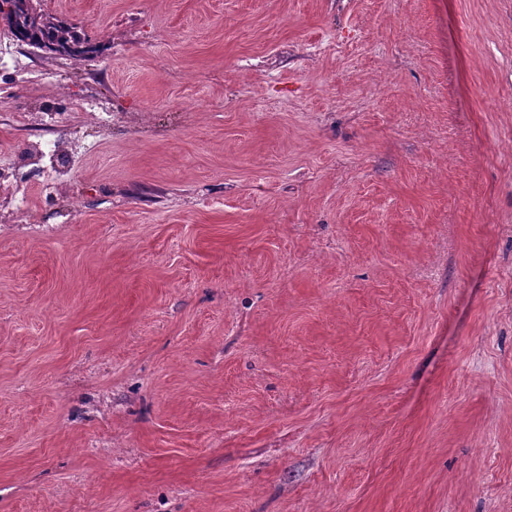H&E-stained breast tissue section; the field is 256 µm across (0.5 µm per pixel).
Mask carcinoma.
Here are the masks:
<instances>
[{
    "label": "carcinoma",
    "mask_w": 512,
    "mask_h": 512,
    "mask_svg": "<svg viewBox=\"0 0 512 512\" xmlns=\"http://www.w3.org/2000/svg\"><path fill=\"white\" fill-rule=\"evenodd\" d=\"M12 3L9 11L0 9L5 14L11 37L36 49L53 52L60 47L65 55L73 59L86 58L102 49L98 42L85 33L76 24L61 20L42 9L28 5H18L15 0H0Z\"/></svg>",
    "instance_id": "cac0c4a2"
}]
</instances>
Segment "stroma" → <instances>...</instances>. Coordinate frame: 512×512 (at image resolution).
Instances as JSON below:
<instances>
[{"mask_svg": "<svg viewBox=\"0 0 512 512\" xmlns=\"http://www.w3.org/2000/svg\"><path fill=\"white\" fill-rule=\"evenodd\" d=\"M0 17V512H512V0ZM1 1L12 5L3 12L0 4V14H6L9 34L17 42L53 53L57 47L64 48L66 52L61 54L73 59L86 58L102 49L100 42L92 41L83 28L45 13L40 5L33 8L15 3L29 0Z\"/></svg>", "mask_w": 512, "mask_h": 512, "instance_id": "35a3bbf8", "label": "stroma"}]
</instances>
